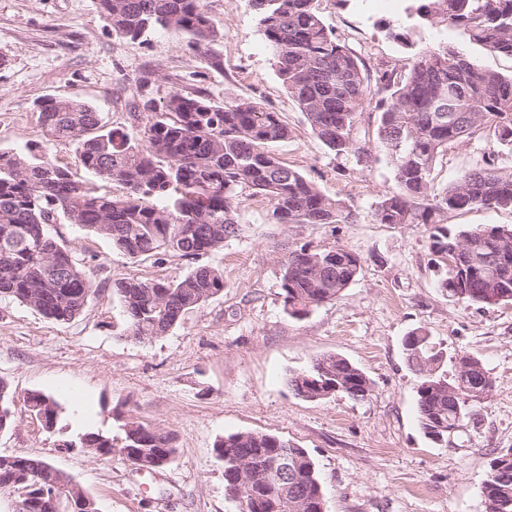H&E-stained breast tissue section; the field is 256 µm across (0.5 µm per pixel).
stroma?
<instances>
[{"label":"stroma","mask_w":512,"mask_h":512,"mask_svg":"<svg viewBox=\"0 0 512 512\" xmlns=\"http://www.w3.org/2000/svg\"><path fill=\"white\" fill-rule=\"evenodd\" d=\"M224 27L212 45L224 68H209L185 34L157 30L131 41L103 21L99 0H0V149L46 143L42 99L77 98L107 126L138 132L127 106L135 80L147 78L156 100L171 79L215 98L251 96L280 112L292 130L271 145L354 216L350 224H271L269 202L247 198L239 234L207 263L224 271L222 295L185 314L167 335L132 339L112 290L125 277L175 281L188 270L176 257L133 261L109 241L70 224L59 231L77 250L96 254L98 288L82 313L60 322L16 300L0 301V379L14 397L15 422L0 432V455L50 461L98 504L99 512H240L224 489V463L213 445L225 434H272L307 449L323 480L325 512H483L481 485L490 459L512 448V304L452 301L438 283L422 224H380L373 212L397 191L391 163L379 155L361 169L315 139L282 86L274 56L246 0H204ZM333 28L368 66L404 63L438 44L466 52L482 69L512 74V58L472 43L442 23L414 26L405 0H317ZM400 27L405 41L387 34ZM484 142L449 147L432 172L435 190L471 168ZM309 243L358 254L362 269L342 295L308 316L288 315L280 296L289 248ZM424 330L454 377L463 354L481 357L494 380L461 432L436 444L419 426V376L404 340ZM326 354L361 368L372 382L363 401L333 395L311 401L292 377ZM57 399L53 429L26 398ZM172 433L176 453L152 474L122 459L128 422ZM99 432L113 452L77 447Z\"/></svg>","instance_id":"obj_1"}]
</instances>
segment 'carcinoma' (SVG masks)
<instances>
[{
  "instance_id": "cac0c4a2",
  "label": "carcinoma",
  "mask_w": 512,
  "mask_h": 512,
  "mask_svg": "<svg viewBox=\"0 0 512 512\" xmlns=\"http://www.w3.org/2000/svg\"><path fill=\"white\" fill-rule=\"evenodd\" d=\"M106 24L117 35L136 40L158 29L186 34L206 64L223 68L210 49L220 24L203 0H99ZM316 0H247L276 60L277 75L312 135L337 155L352 153L366 169L373 150L356 145L358 116L376 112L377 140L393 166L398 191L378 202L379 224L430 226L429 249L439 281L452 299L484 306L489 295L512 302V230L476 227L457 234L442 227L448 213L512 210V172L498 165L512 154V76L478 68L470 57L448 46L423 49L400 67H368L328 28ZM407 18L446 22L488 50L512 57V0H408ZM132 105L146 115L136 137L105 128L100 113L73 98L44 99L39 121L47 142L74 148L79 164L104 183L119 184V196L77 177L42 146L0 150V300H17L42 316L69 321L79 315L98 285L87 259L58 234L71 224L107 239L127 257L162 263L178 257L190 263L176 281L121 278L112 283L130 335L140 340L166 335L181 317L224 293L221 269L199 263L237 236L238 210L248 190L270 202V224H350L352 214L326 196L299 169L275 157L268 147L291 138L281 114L252 97L217 102L202 88L171 83L164 101L150 83L135 82ZM484 140L480 159L440 193L432 192L431 172L448 147ZM468 265L465 284L452 267ZM361 268L357 255L342 248L318 249L304 243L282 264L281 295L288 314L301 318L339 298ZM408 360L421 375L418 421L437 443L460 431L473 416L472 405L493 387L483 360L466 354L454 382L436 363L426 335ZM310 400L325 390L362 400L371 381L356 365L335 354L317 358L311 369L291 380ZM28 409L47 427L54 425L57 401L42 392L26 398ZM14 422L10 391L0 379V432ZM83 448H112V438L96 432L80 437ZM138 459L169 464L173 436L136 422L127 425L122 450ZM224 460L236 454L243 467L224 464V486L259 480L273 460L288 458L300 482L286 493L261 483L257 498L243 494L241 512H324V489L304 448L275 435L235 432L214 443ZM484 512H512V470L482 485Z\"/></svg>"
}]
</instances>
